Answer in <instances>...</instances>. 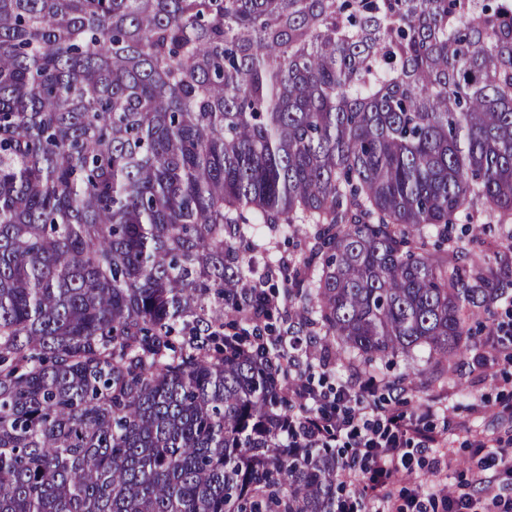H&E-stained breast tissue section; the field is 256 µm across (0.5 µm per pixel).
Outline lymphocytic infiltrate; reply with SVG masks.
<instances>
[{
  "label": "lymphocytic infiltrate",
  "instance_id": "obj_1",
  "mask_svg": "<svg viewBox=\"0 0 512 512\" xmlns=\"http://www.w3.org/2000/svg\"><path fill=\"white\" fill-rule=\"evenodd\" d=\"M378 388L372 375L352 385L329 387L307 379L286 385L288 394L308 407L297 419L304 439H329L343 451L349 490L337 501L336 512H364L366 502H389L394 477L409 467L414 455L439 442L434 427L424 417H407L396 398L377 405ZM356 485L369 491V501L353 493Z\"/></svg>",
  "mask_w": 512,
  "mask_h": 512
}]
</instances>
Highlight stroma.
<instances>
[{
	"label": "stroma",
	"instance_id": "35a3bbf8",
	"mask_svg": "<svg viewBox=\"0 0 512 512\" xmlns=\"http://www.w3.org/2000/svg\"><path fill=\"white\" fill-rule=\"evenodd\" d=\"M469 361L462 372L441 376L416 355L376 362L374 373L382 382L406 385L402 399L407 412L441 399L448 410L432 415L431 424L439 427L450 419L461 424L460 430L444 437L440 447L415 456L412 474L400 475L392 489L394 505L403 504L415 487L441 483L450 492L470 495L478 512H496L486 498L485 486L512 484V474L482 467L481 456L472 447L476 440L503 451L512 447V416L500 410L512 400V286L498 303L494 317L479 327Z\"/></svg>",
	"mask_w": 512,
	"mask_h": 512
}]
</instances>
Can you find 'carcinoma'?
<instances>
[{
  "label": "carcinoma",
  "mask_w": 512,
  "mask_h": 512,
  "mask_svg": "<svg viewBox=\"0 0 512 512\" xmlns=\"http://www.w3.org/2000/svg\"><path fill=\"white\" fill-rule=\"evenodd\" d=\"M512 251V0H0V512H336L261 285L466 364ZM313 246L285 263L274 240ZM458 221L457 234L462 237L459 245L465 249H470L473 246L472 237L476 236L481 239H488L489 235L482 233V227L487 222V219L481 215H475L473 219L467 222L464 218ZM465 225V226H462ZM463 227V228H462ZM463 231V234H462Z\"/></svg>",
  "instance_id": "cac0c4a2"
}]
</instances>
